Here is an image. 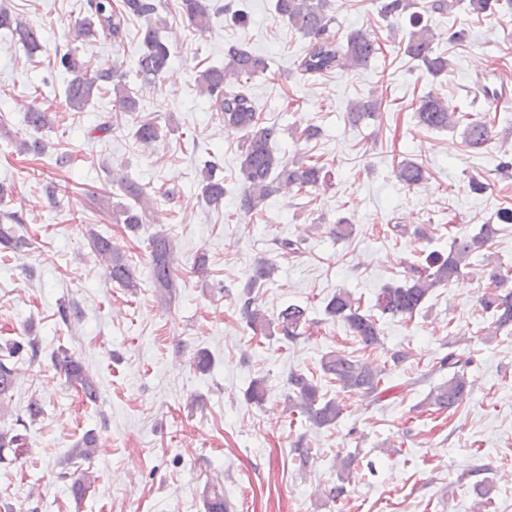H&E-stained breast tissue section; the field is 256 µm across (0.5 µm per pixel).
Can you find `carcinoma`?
<instances>
[{"mask_svg":"<svg viewBox=\"0 0 512 512\" xmlns=\"http://www.w3.org/2000/svg\"><path fill=\"white\" fill-rule=\"evenodd\" d=\"M332 0H274L273 8L278 18L289 28L309 39L307 54L301 59V70L307 74L324 75L336 70L357 71L366 68L381 51V44L362 29L352 30L346 42L336 41L333 32L334 17L331 14ZM461 0H428L426 14L443 16L460 4ZM417 0H380L378 14L386 22L409 21L410 30L404 43V52L418 61L432 77L447 73L451 63L448 57L434 48L435 34L424 22L423 14L416 11ZM160 0H86V15L78 22L75 39L85 43L97 40L120 43L123 41L127 24L132 19L141 22L142 51L137 60L136 76L141 86L156 83L167 71L173 49L161 36L163 19L159 14ZM181 14L198 31L206 30L211 0H180ZM472 14L491 16L512 13V0H468ZM219 11L230 16L232 21L244 26L248 21L247 11L240 0H225ZM0 29L9 31L30 53L35 55L42 48L38 27L20 14L0 9ZM52 66L69 76L64 89V105L70 112H82L102 94H112L119 111L133 116L132 138L140 148L153 146L163 135V128L153 118L140 115L141 104L137 91L126 82V73L120 65L113 64L107 70H92L81 47L75 46L55 55ZM267 70L264 57L253 53L242 44H233L224 50V65L209 66L195 78L199 93L206 96L220 112L224 127L243 134L239 175L243 185L241 209L254 215L262 213L265 201L283 189L296 188L308 191L331 180L330 171L308 156L291 161L278 158L274 147L281 135V128L263 121L257 112L253 99L240 90L243 80L262 74ZM382 99L370 95L352 102L347 111V120L359 125L380 112ZM419 125L440 130L463 126V138L467 148L482 149L491 140V128L477 112L467 111L454 105L439 93H430L420 101L416 109ZM25 123L29 138L18 141V151L41 155L44 144L38 134L51 123L50 113L37 100H31L25 112ZM218 163L215 161L202 171L201 191L206 203L219 207L224 203V179L216 176ZM396 180L411 189L424 181L425 170L418 162L405 158L395 166ZM125 200L106 202L112 211V220L138 233L149 221L150 196L143 187L134 183L123 186ZM497 223L482 224L477 232L465 233L452 238L448 254L432 252L422 263L411 264L404 280L387 284L376 297L373 309L366 310L361 300L340 288L328 300L325 314L331 321L343 323L350 335L366 348L380 344L382 328L380 320L373 313L411 318L423 309L431 292L445 287L462 274L469 266L473 255L490 247L503 230L512 225V208L503 207L496 215ZM20 217L9 214L0 219V250L19 253L30 246L27 239L17 235L15 225ZM148 257L156 287L172 294L176 285L171 277L175 258V247L171 237L156 231L147 237ZM278 253L295 256L302 252L303 240L291 238L275 239ZM89 245L104 263L106 277L129 291L138 288L135 266L125 251L112 238L90 232ZM277 265L266 259L257 261L252 267L240 298V313L255 336H272L280 333L284 339L295 341L310 334L311 323L306 310L300 305L290 304L273 317L257 303L255 290L264 287L273 278ZM486 286L479 297L482 310L491 319L488 334L512 327V269H494L484 275ZM40 354L39 342L34 338L6 341L0 346V413L8 411L18 380L17 361L26 356L35 360ZM409 358V352L396 350L389 360L380 362L359 358L342 350L325 354L320 361L323 374L336 383L339 392L356 396L369 403L383 399L389 391L387 375L388 362L397 366ZM56 364L64 369L68 382L76 386L82 398L95 402L99 398L98 385L84 372L81 362L68 352L54 356ZM470 361L462 355L450 352L439 361V370L448 371V379L433 386L422 401L420 408L431 413H449L457 410L471 396L473 387L465 368ZM288 383L292 395L291 407L299 410L312 426L320 429L335 425L344 413V405L335 398H326L320 388L303 373L289 375ZM246 401L253 404L265 402L267 397L266 379L253 378L244 392ZM44 414L42 405L30 401L24 414L17 416L16 424L0 429V455L10 451L19 456L25 449L23 435L18 426L26 421H36ZM97 439L93 433L85 434L76 446L70 449L68 460L72 464L91 459L96 451ZM355 457L337 455V482L326 490L336 500L347 496L348 478ZM471 479L474 495L472 512H485L495 488L490 469L484 466L473 468L466 473ZM95 478L87 471L75 475L71 489L74 495L83 496L91 488ZM206 512H227L224 493L214 485H207L204 492Z\"/></svg>","mask_w":512,"mask_h":512,"instance_id":"cac0c4a2","label":"carcinoma"}]
</instances>
